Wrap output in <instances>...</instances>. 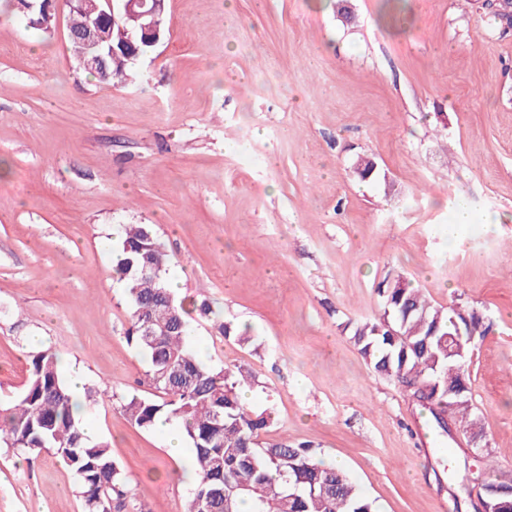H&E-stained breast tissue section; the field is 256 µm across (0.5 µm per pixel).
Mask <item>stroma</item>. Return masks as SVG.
<instances>
[{
	"mask_svg": "<svg viewBox=\"0 0 512 512\" xmlns=\"http://www.w3.org/2000/svg\"><path fill=\"white\" fill-rule=\"evenodd\" d=\"M166 0V36L127 84L77 72L69 9L43 36L0 13V404L32 353L109 389L85 421L143 512H183L187 462L120 409L149 394L112 246L152 225L192 348L248 370L267 442L317 448L378 512H478L512 479V29L490 0ZM376 162L361 180L359 156ZM465 201L473 222L449 232ZM484 318L465 363L494 452L472 453L375 373L343 326L386 275ZM249 326L225 339L193 314ZM61 457L0 449V512H84Z\"/></svg>",
	"mask_w": 512,
	"mask_h": 512,
	"instance_id": "1",
	"label": "stroma"
}]
</instances>
